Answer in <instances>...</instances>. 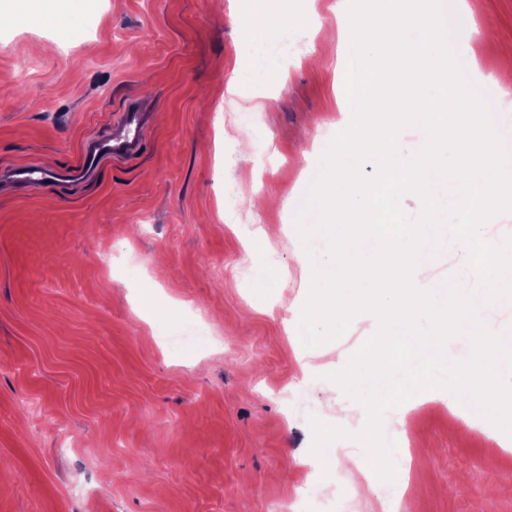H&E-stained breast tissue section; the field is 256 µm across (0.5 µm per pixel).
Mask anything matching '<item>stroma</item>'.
<instances>
[{"instance_id": "1", "label": "stroma", "mask_w": 512, "mask_h": 512, "mask_svg": "<svg viewBox=\"0 0 512 512\" xmlns=\"http://www.w3.org/2000/svg\"><path fill=\"white\" fill-rule=\"evenodd\" d=\"M21 2L0 0V512H270L307 480L310 419L351 405L328 375L369 326L307 347L289 324L308 295L294 218L347 99L337 0H284L307 22L277 58L283 87L246 22L264 0H101L84 36L81 0H50L44 24ZM467 4L468 76L498 112L512 0ZM134 95L150 101L140 156L63 187L2 178L72 164ZM183 305L221 348H170ZM406 425L403 512H512V453L486 422L463 427L434 401ZM315 493L310 512L321 497L379 512L395 491L325 475Z\"/></svg>"}]
</instances>
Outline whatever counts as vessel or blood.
Returning a JSON list of instances; mask_svg holds the SVG:
<instances>
[{
	"instance_id": "b4317fda",
	"label": "vessel or blood",
	"mask_w": 512,
	"mask_h": 512,
	"mask_svg": "<svg viewBox=\"0 0 512 512\" xmlns=\"http://www.w3.org/2000/svg\"><path fill=\"white\" fill-rule=\"evenodd\" d=\"M147 114L141 98L129 99L113 121L110 135L85 140L77 163L69 170L55 173L40 163H29L14 168L13 180L36 188L61 179L77 182L94 175L106 160L127 159L137 155L143 145Z\"/></svg>"
}]
</instances>
